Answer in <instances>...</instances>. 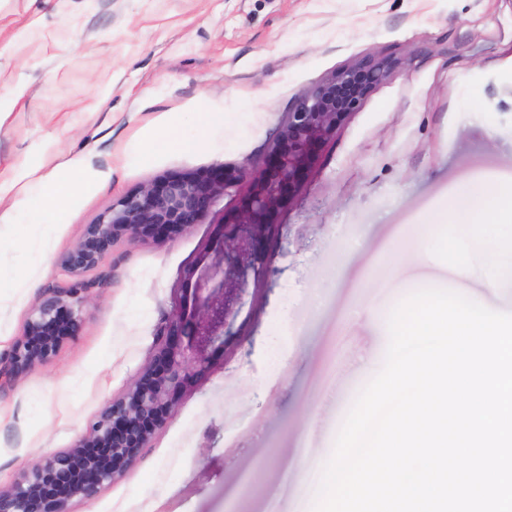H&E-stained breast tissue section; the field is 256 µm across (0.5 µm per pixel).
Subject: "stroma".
<instances>
[{
  "label": "stroma",
  "mask_w": 512,
  "mask_h": 512,
  "mask_svg": "<svg viewBox=\"0 0 512 512\" xmlns=\"http://www.w3.org/2000/svg\"><path fill=\"white\" fill-rule=\"evenodd\" d=\"M367 58L395 61L317 150L298 190L257 246L265 264L206 346L210 368L123 477L71 512H312L320 464L363 382L383 367L389 333L355 319L393 309L421 287L512 313V285L490 291L461 266L486 251L463 237L405 231L475 179L512 178V0H0V175L37 170L23 195L0 198V266H25L17 240L55 218L38 178L79 161L104 184L80 198L30 288L0 283V484L64 450L149 361L175 306L223 304L185 282L222 249V221L241 180L189 233L113 247L86 273L89 306L76 336L47 363L8 362L29 309L73 284L61 257L84 225L163 176L268 159L299 96ZM238 115L225 139L145 159L131 150L162 113L197 133L198 110ZM286 356L273 370L272 352ZM334 389V406L319 408Z\"/></svg>",
  "instance_id": "35a3bbf8"
}]
</instances>
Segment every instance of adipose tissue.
I'll list each match as a JSON object with an SVG mask.
<instances>
[{
  "instance_id": "obj_1",
  "label": "adipose tissue",
  "mask_w": 512,
  "mask_h": 512,
  "mask_svg": "<svg viewBox=\"0 0 512 512\" xmlns=\"http://www.w3.org/2000/svg\"><path fill=\"white\" fill-rule=\"evenodd\" d=\"M192 146V141L180 135L173 113L165 112L143 131L134 149L139 153L158 155ZM103 181L100 172L79 165L74 176L54 175L44 178L42 184L51 200L73 202L79 194L94 189ZM508 219H512V183L497 182L490 186L482 181L476 185H465L451 210L437 212L430 223L411 225L407 235L417 239L430 233L433 225L440 224L450 235L459 234L481 244L489 241L491 223ZM58 229V224H43L36 238L20 241L18 247L27 254L29 269L25 272L0 269V281L10 280L22 287H30L31 271L46 269V257Z\"/></svg>"
}]
</instances>
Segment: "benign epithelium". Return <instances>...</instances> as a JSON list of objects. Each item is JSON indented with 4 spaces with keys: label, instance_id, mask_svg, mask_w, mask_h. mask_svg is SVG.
Segmentation results:
<instances>
[{
    "label": "benign epithelium",
    "instance_id": "benign-epithelium-1",
    "mask_svg": "<svg viewBox=\"0 0 512 512\" xmlns=\"http://www.w3.org/2000/svg\"><path fill=\"white\" fill-rule=\"evenodd\" d=\"M394 64L367 59L343 68L304 91L281 123L269 146L274 163L239 175L185 172L165 176L127 194L90 224L61 258L74 277L95 269L124 241L176 236L191 231L241 179H250L247 205L224 224V249L204 267L187 270L186 280L204 288L216 272L224 304L195 319L178 310L166 324L149 362L122 395L112 399L73 444L33 465L22 479L0 486V512H70L75 498L95 496L114 483L164 427L180 393L204 372L207 361L192 340L206 323L224 324L255 269L254 242L268 229L270 217L297 187L300 173L315 161L314 147L330 140L345 117L386 81ZM88 298L74 284L44 297L29 311L23 333L13 344L9 363L16 375L28 373L53 357L65 339L81 328Z\"/></svg>",
    "mask_w": 512,
    "mask_h": 512
}]
</instances>
